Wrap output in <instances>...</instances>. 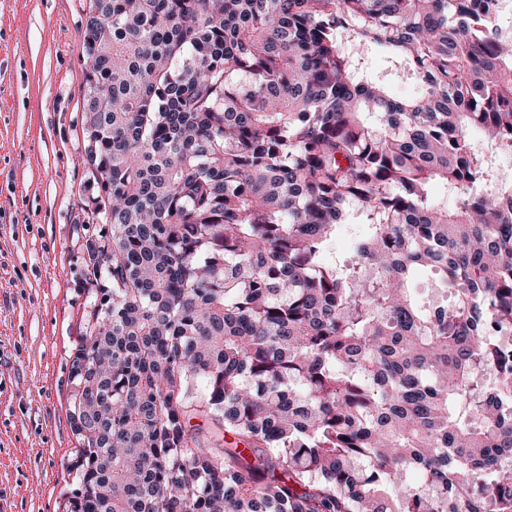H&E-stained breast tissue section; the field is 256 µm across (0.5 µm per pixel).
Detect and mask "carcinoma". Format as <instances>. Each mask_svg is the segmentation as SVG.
I'll use <instances>...</instances> for the list:
<instances>
[{
	"label": "carcinoma",
	"mask_w": 512,
	"mask_h": 512,
	"mask_svg": "<svg viewBox=\"0 0 512 512\" xmlns=\"http://www.w3.org/2000/svg\"><path fill=\"white\" fill-rule=\"evenodd\" d=\"M504 5L89 0L65 512H512ZM189 426L191 429H196V432H199L200 438L202 441L208 443H224L223 442V431L220 432V437L218 434H215L216 427L213 424V421L209 415L201 412H193L189 417ZM224 445L229 446L224 443Z\"/></svg>",
	"instance_id": "carcinoma-1"
}]
</instances>
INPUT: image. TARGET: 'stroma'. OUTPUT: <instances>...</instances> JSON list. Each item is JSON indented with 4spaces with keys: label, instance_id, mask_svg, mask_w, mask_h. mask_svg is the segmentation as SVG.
Returning a JSON list of instances; mask_svg holds the SVG:
<instances>
[{
    "label": "stroma",
    "instance_id": "1",
    "mask_svg": "<svg viewBox=\"0 0 512 512\" xmlns=\"http://www.w3.org/2000/svg\"><path fill=\"white\" fill-rule=\"evenodd\" d=\"M84 0H0V512H63L71 360L104 224L85 156Z\"/></svg>",
    "mask_w": 512,
    "mask_h": 512
}]
</instances>
